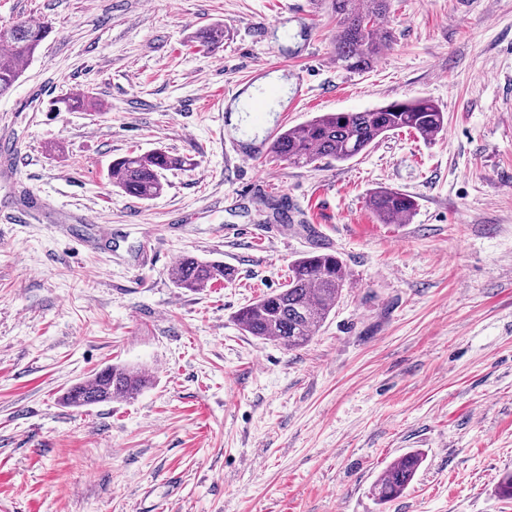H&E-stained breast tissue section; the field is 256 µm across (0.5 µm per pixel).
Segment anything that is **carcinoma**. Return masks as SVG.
<instances>
[{
	"label": "carcinoma",
	"mask_w": 512,
	"mask_h": 512,
	"mask_svg": "<svg viewBox=\"0 0 512 512\" xmlns=\"http://www.w3.org/2000/svg\"><path fill=\"white\" fill-rule=\"evenodd\" d=\"M337 19L334 60L347 70H363L380 50L393 42L382 20L391 11V0H330ZM49 28L16 19L0 25V96L19 80L25 65L48 37ZM202 45L215 48L224 30L212 26L199 33ZM56 110L94 107L90 96L79 95L54 103ZM444 112L431 100L418 97L394 101L361 112H326L278 134L270 152L295 167L323 160L347 162L366 152L386 135L410 130L430 140L443 131ZM187 160L163 148L148 153L130 152L113 161L111 178L125 194L143 201L164 191L163 172L180 168ZM369 207L383 224H395L415 210L413 197L384 188L369 198ZM234 271L224 262L184 256L172 267L174 285L190 291L218 281H229ZM347 269L336 254L313 251L294 260L285 287L241 307L236 320L248 334L277 341L290 348L305 346L326 322L340 299ZM150 384V377L127 365H108L89 379L72 386L69 405L81 408L115 399H132ZM423 463L420 452H408L380 474L372 494L380 503L399 498Z\"/></svg>",
	"instance_id": "obj_1"
}]
</instances>
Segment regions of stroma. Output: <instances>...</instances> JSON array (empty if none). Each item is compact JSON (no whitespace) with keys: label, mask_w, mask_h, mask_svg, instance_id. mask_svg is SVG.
<instances>
[{"label":"stroma","mask_w":512,"mask_h":512,"mask_svg":"<svg viewBox=\"0 0 512 512\" xmlns=\"http://www.w3.org/2000/svg\"><path fill=\"white\" fill-rule=\"evenodd\" d=\"M18 18L51 32L0 97L16 153L0 164V512H512V0H393L394 41L361 71L337 66L325 0H0V23ZM215 25L209 49L196 35ZM271 77L283 130L415 97L445 128L345 163L236 166L229 144L268 131L218 98ZM82 94L96 108L51 111ZM158 147L192 161L159 198L109 179ZM381 188L415 198L405 222L378 223ZM25 191L47 206L16 224ZM81 212L111 240L66 239ZM309 251L348 272L317 335H247L236 312ZM185 255L235 275L176 287ZM114 363L152 384L64 403ZM414 450L412 483L378 503L376 478Z\"/></svg>","instance_id":"1"}]
</instances>
